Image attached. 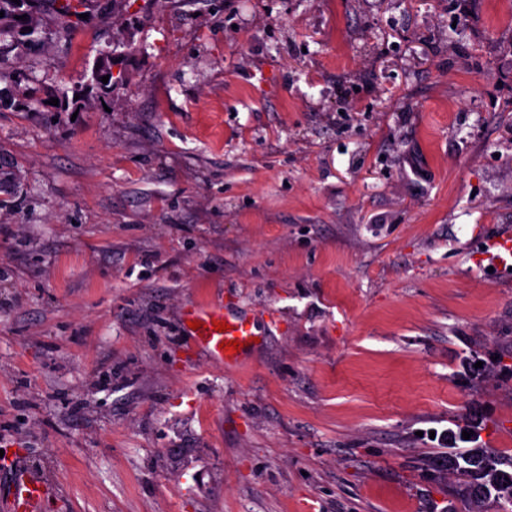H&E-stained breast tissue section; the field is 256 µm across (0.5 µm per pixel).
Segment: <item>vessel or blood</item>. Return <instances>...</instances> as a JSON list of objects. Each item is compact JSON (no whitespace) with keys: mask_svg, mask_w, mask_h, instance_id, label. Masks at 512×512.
I'll return each mask as SVG.
<instances>
[{"mask_svg":"<svg viewBox=\"0 0 512 512\" xmlns=\"http://www.w3.org/2000/svg\"><path fill=\"white\" fill-rule=\"evenodd\" d=\"M489 264L503 270L512 269V231L494 235L488 242L483 254ZM182 322L199 321L198 329L190 331L189 336L195 349L212 362L237 366L244 362L249 353L246 341L258 337L253 317L247 314H233L225 311L222 299L201 300L184 307ZM223 321L229 324L226 332L213 330V323ZM241 341L240 352L224 350V341ZM48 486L44 477L27 469H19L9 492L10 512H38L45 490Z\"/></svg>","mask_w":512,"mask_h":512,"instance_id":"vessel-or-blood-1","label":"vessel or blood"}]
</instances>
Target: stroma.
I'll list each match as a JSON object with an SVG mask.
<instances>
[{
  "label": "stroma",
  "instance_id": "35a3bbf8",
  "mask_svg": "<svg viewBox=\"0 0 512 512\" xmlns=\"http://www.w3.org/2000/svg\"><path fill=\"white\" fill-rule=\"evenodd\" d=\"M0 41V499L43 512H512V0H86ZM117 88L85 87L118 37ZM264 336L196 352L204 297ZM481 363L478 376L466 374ZM482 257L488 260L489 265L510 271L512 269V231L494 235L489 240ZM446 466L448 472L459 476V480L463 482L461 487L469 495L487 499L491 497L493 490L494 498L506 496L512 499V456H500L479 445L466 452L448 456ZM482 488H486L488 493H483ZM47 486L44 477L19 464L9 492L10 512H38Z\"/></svg>",
  "mask_w": 512,
  "mask_h": 512
}]
</instances>
